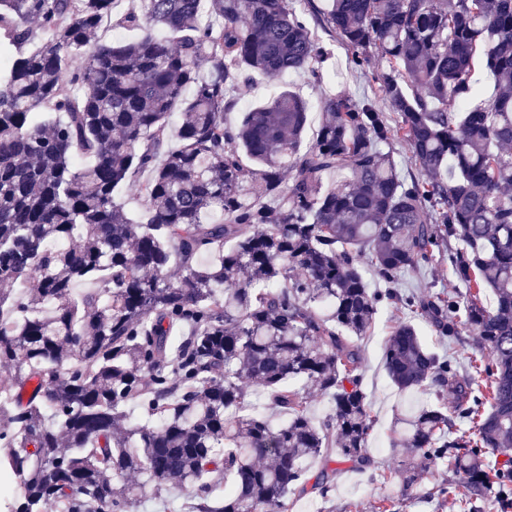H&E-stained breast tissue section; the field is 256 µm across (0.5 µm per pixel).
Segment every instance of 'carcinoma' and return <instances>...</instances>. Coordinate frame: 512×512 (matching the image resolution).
<instances>
[{"instance_id": "carcinoma-1", "label": "carcinoma", "mask_w": 512, "mask_h": 512, "mask_svg": "<svg viewBox=\"0 0 512 512\" xmlns=\"http://www.w3.org/2000/svg\"><path fill=\"white\" fill-rule=\"evenodd\" d=\"M122 2L0 0V475L20 483L0 512H131L171 485L185 512L327 498L337 465L370 464L358 341L392 304L383 366L428 399L390 447L489 500L512 451V0ZM308 11L395 117L330 95L303 151L298 92L225 115L256 74L322 81ZM106 23L135 35L95 39ZM439 260L448 288H397ZM420 319L477 351L433 349Z\"/></svg>"}]
</instances>
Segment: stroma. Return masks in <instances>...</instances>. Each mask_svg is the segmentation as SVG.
<instances>
[{"label":"stroma","instance_id":"35a3bbf8","mask_svg":"<svg viewBox=\"0 0 512 512\" xmlns=\"http://www.w3.org/2000/svg\"><path fill=\"white\" fill-rule=\"evenodd\" d=\"M321 39L333 50L329 80L312 82L306 76L289 73L275 82L255 77L241 86L238 92V105L234 112L228 113L229 122H236L242 111L259 105L276 91L287 88L300 92L310 103L308 125L303 136L304 144H311L318 128L316 108L321 98L332 92H347L355 97H373L375 90L367 79L357 72L351 62V54L337 37L321 32ZM401 313L395 307L388 306L379 313L375 326L369 336L360 341L363 354V386L371 403L372 414L377 420L376 428L369 439L368 455L373 464L365 471H357L348 465H341L335 479V487L329 496L319 501L320 512H376L378 502L391 505V512H462L457 500L463 497L462 485L453 486V499H441L434 496L436 486L448 483L447 467L432 464L427 468L423 480L414 498H406L400 475L402 462L407 453L392 449L388 445V435L398 409L399 395L390 383L382 360L383 344L389 336L393 324ZM388 471L389 479H382L380 471Z\"/></svg>","mask_w":512,"mask_h":512}]
</instances>
